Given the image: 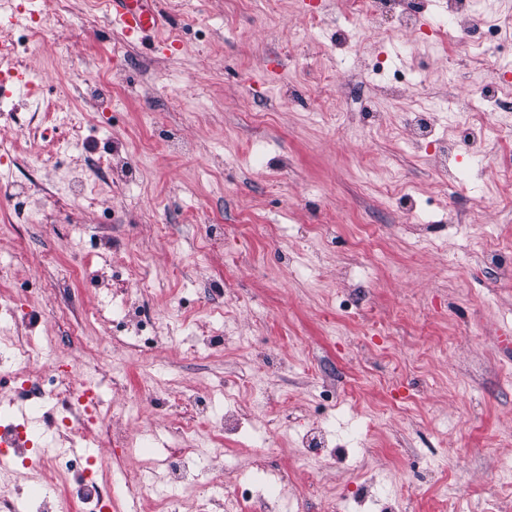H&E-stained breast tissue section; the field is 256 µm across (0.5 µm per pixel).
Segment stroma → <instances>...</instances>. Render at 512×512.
I'll list each match as a JSON object with an SVG mask.
<instances>
[{
  "label": "stroma",
  "instance_id": "stroma-1",
  "mask_svg": "<svg viewBox=\"0 0 512 512\" xmlns=\"http://www.w3.org/2000/svg\"><path fill=\"white\" fill-rule=\"evenodd\" d=\"M157 2L172 55L110 30L107 0H38L43 37L23 69L44 96L70 89L81 140L47 158L55 130L33 139L0 120V140L49 189L38 224L17 223L21 200L0 193V301L19 305L0 320V356L47 342L53 358H33L27 378L64 364L69 381H98L103 421L87 440L112 512H163L181 496L165 462L184 429L229 410L246 414L242 429L201 428L194 460L211 481L249 480L274 437L265 463L287 474L290 512H371L357 501L368 482L400 512H436L459 473L463 512H512V484L493 483L512 465V279L488 264L512 248V180L464 152L465 181L450 187L436 147L406 130L409 112L484 83L483 57L463 40L350 20L346 0H326L331 22L315 40L304 0H277L270 17L244 0ZM340 23L366 55L420 81L391 97L387 73L361 76L363 108L381 116L372 125L346 122L326 80ZM170 139L191 148L171 152ZM106 157L129 159L124 179L90 176ZM79 177L84 191L70 192ZM209 238L222 247L205 249ZM142 258L149 286L130 291L163 327L147 353L94 316L113 307L105 281L124 282ZM315 422L335 458L301 455ZM147 430L152 451L115 441ZM0 484L27 512H57L70 476L16 466Z\"/></svg>",
  "mask_w": 512,
  "mask_h": 512
}]
</instances>
